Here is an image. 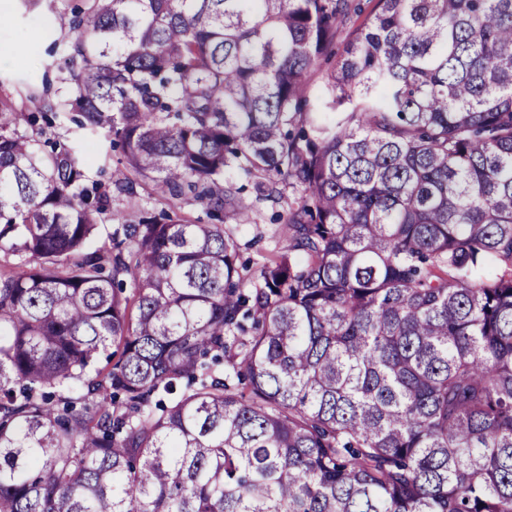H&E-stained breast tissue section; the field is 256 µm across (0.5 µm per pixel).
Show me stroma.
Here are the masks:
<instances>
[{
  "mask_svg": "<svg viewBox=\"0 0 512 512\" xmlns=\"http://www.w3.org/2000/svg\"><path fill=\"white\" fill-rule=\"evenodd\" d=\"M86 0H8L0 16V114L22 113L26 122L19 125L20 133L38 142L61 146H79L83 151L88 183L108 182L122 159L120 149L112 147L104 135H86L65 114L46 122L48 106L58 104L70 93V69L63 53L50 52V45H63L75 37L69 22L75 12L86 8ZM291 189L282 195L256 200L252 192H244V204L256 213L251 224H231V231L243 244L241 256L252 268H259L281 243L282 216L288 213ZM113 219L99 224L93 244H111L116 224H130L146 214L168 213L171 218H183L197 224L210 223L205 205L184 197L167 199L153 183L135 179L130 194H113Z\"/></svg>",
  "mask_w": 512,
  "mask_h": 512,
  "instance_id": "obj_1",
  "label": "stroma"
}]
</instances>
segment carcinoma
Here are the masks:
<instances>
[{"label":"carcinoma","instance_id":"carcinoma-1","mask_svg":"<svg viewBox=\"0 0 512 512\" xmlns=\"http://www.w3.org/2000/svg\"><path fill=\"white\" fill-rule=\"evenodd\" d=\"M77 149L0 123V512H512V0H376L305 112L349 0H90ZM142 217L128 173L245 223ZM130 291H125L124 284ZM279 187L282 189V198L276 193L258 201L249 189L242 194L243 203L256 212L255 223L235 224L224 221L226 230H231L242 244L247 243L241 250V256L242 260H251V273L258 270L276 244H285L281 237V228L288 216V196L293 198L299 192L288 187ZM276 215H281V219L273 221Z\"/></svg>","mask_w":512,"mask_h":512}]
</instances>
